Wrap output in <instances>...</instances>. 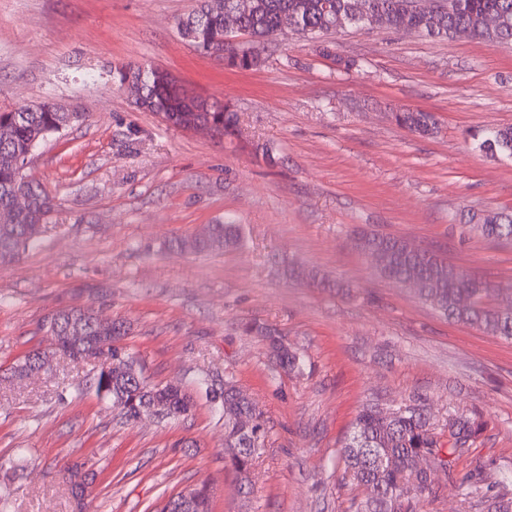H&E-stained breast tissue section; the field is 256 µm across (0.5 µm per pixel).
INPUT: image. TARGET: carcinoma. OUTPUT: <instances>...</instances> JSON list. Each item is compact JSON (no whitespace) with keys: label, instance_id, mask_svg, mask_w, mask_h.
Listing matches in <instances>:
<instances>
[{"label":"carcinoma","instance_id":"cac0c4a2","mask_svg":"<svg viewBox=\"0 0 512 512\" xmlns=\"http://www.w3.org/2000/svg\"><path fill=\"white\" fill-rule=\"evenodd\" d=\"M364 2L368 9L384 18V27L396 31H413L419 35L448 39L459 29L469 30L472 38L487 42L512 43V0H459L460 7L450 13L442 11L428 19L408 8V0H248V8L238 10L239 0H198L197 7L177 22L183 40L197 51L219 56L224 50V24L230 14L238 16L240 27L250 37L248 52L231 56L228 65L251 70L261 63L265 44L288 30L302 37L320 40L318 49L331 54L329 43L321 38L342 28L364 29L362 22L347 20L352 5ZM494 15L499 26L485 28L486 16ZM120 90L136 107L149 112H163L176 118V127L186 130L204 118L213 123L219 136L237 133V116L227 103L187 98L181 83L167 70L144 63H133L113 71ZM81 112H69L52 101L0 108V128L10 129L0 136V267L20 258L43 232L57 210L56 197L40 184L20 181L18 162L31 157L33 149L48 137L82 121ZM395 123L414 135H430L437 120L430 112L404 108L394 114ZM479 150L491 155L512 158V127L489 129L477 136ZM30 197L25 209H17L14 199L19 192ZM482 236L494 241H512V214L494 213L485 223L476 225ZM242 242L240 225L231 222L209 225L207 234L175 245L191 251L236 248ZM357 250L371 259L384 278L410 285L418 297L448 319L476 326L483 331L512 341V311L501 312L486 306L485 294L492 288L486 281L469 275L428 250L410 246L405 241L376 232L363 231L354 238ZM58 330L53 340L66 347L70 341L82 342L90 336H109L105 360L109 372L99 373L95 388L99 396L112 401L122 417L133 422L136 408L143 401L165 399L171 418L187 416L191 396L182 386L169 383L150 385L141 368H132V354L112 363L118 347L114 343L127 336L122 322L99 321L84 309L70 308L55 312ZM247 333L257 332L266 338L270 357L276 365L301 372L306 362L278 337L275 330L247 322ZM41 351L28 354L14 367V374L28 376L40 371ZM214 406L224 407L225 459L240 475H247L261 450L266 430L264 411L233 382H224V392L212 394ZM246 419L252 429L242 431L238 421ZM481 424L467 416L450 415L440 428L433 422L423 400L417 398L395 409L385 410L368 404L352 423L341 446L340 455L350 479L371 489L376 497L357 504V512H420L419 503L435 494L428 490L429 470L420 466L427 455L448 473V480L458 481L462 495L475 498L483 512H512V474L488 483L481 470L475 469L456 479L455 460L468 452ZM384 463L376 461L377 456Z\"/></svg>","mask_w":512,"mask_h":512}]
</instances>
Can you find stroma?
I'll return each instance as SVG.
<instances>
[{
  "label": "stroma",
  "instance_id": "stroma-1",
  "mask_svg": "<svg viewBox=\"0 0 512 512\" xmlns=\"http://www.w3.org/2000/svg\"><path fill=\"white\" fill-rule=\"evenodd\" d=\"M196 0H0V106L53 99L86 115L33 153L26 173L59 207L38 241L0 268V512H160L205 482L211 512H351L364 489L340 446L357 413L421 396L437 422L482 431L456 464L488 480L512 470V341L448 320L379 275L354 246L375 231L429 250L491 283L488 306L512 310V243L472 224L512 212V159L481 152L475 133L512 127V46L355 28L313 41L277 37L251 70L180 38ZM148 63L194 94L234 106L242 142L190 133L135 108L112 67ZM433 113L434 135L392 112ZM281 163L267 167L262 149ZM232 220L237 248L191 252L178 239ZM300 267L343 292L290 277ZM81 308L126 322L148 383L179 382L180 419L126 423L93 385V359L47 350L45 317ZM247 322L273 327L306 360L276 368ZM234 381L265 410L250 481L224 461V416L205 390ZM27 464L15 466L17 449ZM89 484L76 507L63 467Z\"/></svg>",
  "mask_w": 512,
  "mask_h": 512
}]
</instances>
